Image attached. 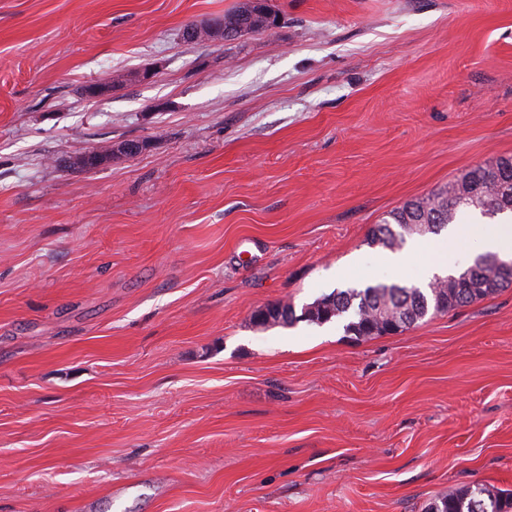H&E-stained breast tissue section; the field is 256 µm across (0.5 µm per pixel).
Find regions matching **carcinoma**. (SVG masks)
<instances>
[{"mask_svg": "<svg viewBox=\"0 0 512 512\" xmlns=\"http://www.w3.org/2000/svg\"><path fill=\"white\" fill-rule=\"evenodd\" d=\"M276 20L268 0L240 4L224 14V39H237V27L250 34L273 26ZM467 208L489 217L512 212L511 156L467 168L447 186L405 203L372 230L369 240L394 248L413 235L437 234ZM498 260L494 254L480 255L472 266L448 275V283L437 290L382 282L361 289L336 290L306 305L307 322L323 325L346 318L345 332L365 339L381 335L378 319L391 316L398 319L404 331L430 313H447L511 286L512 266L502 268L497 265ZM289 310H293L290 304H269L253 316V323L263 329L288 326L296 321L287 314ZM426 512H512V493L482 484L452 488L431 503Z\"/></svg>", "mask_w": 512, "mask_h": 512, "instance_id": "obj_1", "label": "carcinoma"}]
</instances>
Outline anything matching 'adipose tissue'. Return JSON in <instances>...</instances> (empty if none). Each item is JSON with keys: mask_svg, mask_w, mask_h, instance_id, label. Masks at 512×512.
<instances>
[{"mask_svg": "<svg viewBox=\"0 0 512 512\" xmlns=\"http://www.w3.org/2000/svg\"><path fill=\"white\" fill-rule=\"evenodd\" d=\"M479 231V244L483 250L503 256H512V222L505 224H483L472 227L469 224H453L446 236L424 241H416L407 252L387 253L383 262L389 267L399 269L406 265L411 252L426 251L431 255L424 275L447 274L455 270L458 260L467 249L472 231Z\"/></svg>", "mask_w": 512, "mask_h": 512, "instance_id": "1", "label": "adipose tissue"}]
</instances>
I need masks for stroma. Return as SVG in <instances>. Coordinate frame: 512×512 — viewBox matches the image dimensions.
<instances>
[{
	"label": "stroma",
	"instance_id": "35a3bbf8",
	"mask_svg": "<svg viewBox=\"0 0 512 512\" xmlns=\"http://www.w3.org/2000/svg\"><path fill=\"white\" fill-rule=\"evenodd\" d=\"M238 2L0 0V512L512 492V287L360 340L251 321L419 283L428 253L367 236L512 156V0H270L271 30L183 40ZM279 309H282V311ZM292 310H294V308L291 304H268L264 309L259 310L257 314L253 316V323L255 326L263 329L272 326H288L294 321L301 319L291 316L290 311Z\"/></svg>",
	"mask_w": 512,
	"mask_h": 512
}]
</instances>
